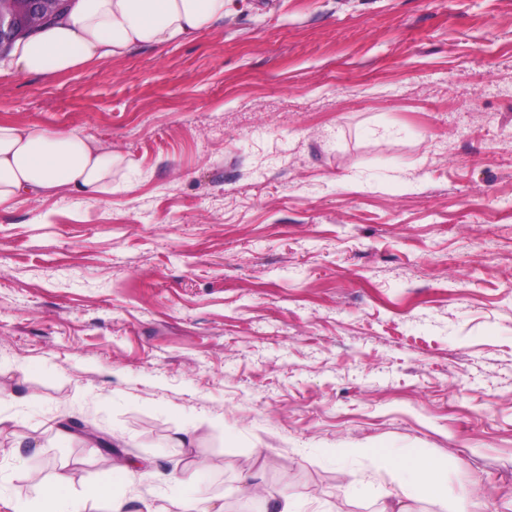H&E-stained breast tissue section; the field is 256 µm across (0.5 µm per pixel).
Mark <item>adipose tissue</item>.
Wrapping results in <instances>:
<instances>
[{
    "mask_svg": "<svg viewBox=\"0 0 512 512\" xmlns=\"http://www.w3.org/2000/svg\"><path fill=\"white\" fill-rule=\"evenodd\" d=\"M226 0H78L69 21L17 41L10 66L18 75L53 76L93 60L125 54L138 46H163L192 38L224 19ZM121 159L96 141L72 130L0 122V207L23 195L66 192L94 196L111 191ZM377 470L399 471L403 493L442 496L447 465L422 454L373 451ZM139 472L132 465L106 464L82 498L71 480L57 472L49 503L28 512H86L87 502H106L122 512L124 493Z\"/></svg>",
    "mask_w": 512,
    "mask_h": 512,
    "instance_id": "obj_1",
    "label": "adipose tissue"
}]
</instances>
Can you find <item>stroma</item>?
<instances>
[{
    "label": "stroma",
    "mask_w": 512,
    "mask_h": 512,
    "mask_svg": "<svg viewBox=\"0 0 512 512\" xmlns=\"http://www.w3.org/2000/svg\"><path fill=\"white\" fill-rule=\"evenodd\" d=\"M0 122L123 159L0 210V512L98 478L68 417L149 468L125 512H249L251 480L383 512L373 448L512 512V0H228L68 74L1 61Z\"/></svg>",
    "instance_id": "1"
}]
</instances>
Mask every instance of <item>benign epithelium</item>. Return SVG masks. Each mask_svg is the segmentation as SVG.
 <instances>
[{
	"label": "benign epithelium",
	"mask_w": 512,
	"mask_h": 512,
	"mask_svg": "<svg viewBox=\"0 0 512 512\" xmlns=\"http://www.w3.org/2000/svg\"><path fill=\"white\" fill-rule=\"evenodd\" d=\"M72 0H0V57L19 39L16 28L33 35L68 17Z\"/></svg>",
	"instance_id": "7a95c632"
}]
</instances>
